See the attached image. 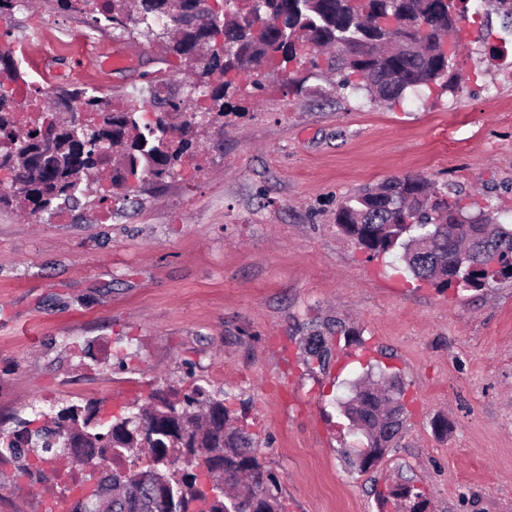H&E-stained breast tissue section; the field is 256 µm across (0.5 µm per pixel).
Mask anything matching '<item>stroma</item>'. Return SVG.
I'll list each match as a JSON object with an SVG mask.
<instances>
[{
    "label": "stroma",
    "instance_id": "35a3bbf8",
    "mask_svg": "<svg viewBox=\"0 0 512 512\" xmlns=\"http://www.w3.org/2000/svg\"><path fill=\"white\" fill-rule=\"evenodd\" d=\"M58 26L86 13L22 0L0 44L50 51ZM480 42L439 98L373 104L326 68L272 72L229 99L224 132L200 139L174 178L102 213L36 218L0 208V429L69 405H142L161 390L203 387L224 399L282 485L286 512H394L409 481L426 512H512V279L442 292L392 258L369 259L336 227L360 188L422 175L512 222V30L482 5ZM131 71L106 93L142 100L148 78L179 62L157 43L128 41ZM341 317L362 342L334 344L328 368H307L298 341L311 320ZM398 373L400 438L369 471L344 449L363 444L336 400L361 360ZM448 420L447 432L435 427ZM61 462L35 480L0 460V512H50L79 484Z\"/></svg>",
    "mask_w": 512,
    "mask_h": 512
}]
</instances>
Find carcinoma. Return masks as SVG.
<instances>
[{
  "label": "carcinoma",
  "mask_w": 512,
  "mask_h": 512,
  "mask_svg": "<svg viewBox=\"0 0 512 512\" xmlns=\"http://www.w3.org/2000/svg\"><path fill=\"white\" fill-rule=\"evenodd\" d=\"M224 8H201V0H104L91 12V25L119 34H138L165 44L167 53L183 63L197 82L185 95L155 93L150 121L109 97L107 108L96 88L56 93L50 110L20 100L16 90L0 81V172L9 176L0 190V205L52 218L80 205L87 197L86 180L95 170H112V190L87 201L130 202L133 187L149 175L161 182L173 177L181 158L192 147L191 130L199 122H219L226 113L224 98L241 77L253 88L264 87L265 69L285 70L307 60L319 67L327 47L336 53L327 68L339 76L338 87L372 99L395 103L407 93L426 88L444 93L453 87L449 74L454 58L444 41L461 47L468 36L466 0H216ZM0 71L13 82L23 80L14 50L0 47ZM85 112L99 122L78 125L57 117ZM30 113L27 132L14 129L18 114ZM340 230L357 238L369 258L394 255L412 277L439 290H481L501 279H512V226L489 213H467L462 199L449 195L421 176L387 179L345 199L336 212ZM498 252L500 267H481L480 249ZM351 330L339 318L311 321L300 341L303 363L322 369L333 356V336ZM404 394L395 382L391 392L368 381L351 386L341 403L350 427L368 437L365 448L343 451L356 470L371 468L400 435L403 422H388L389 394ZM133 421L123 412L105 432L98 425L97 406L59 409L52 426L21 428L0 434V459L21 456L23 448L37 459L35 471L59 458L83 462L77 449H101L114 457L147 449L148 463L138 469L114 468L98 485L110 490L104 512H284L281 483L260 462L251 435L233 426L224 400L201 387L183 395L170 389ZM153 430L142 442L139 423ZM209 470H219L234 492L231 499L210 498L198 488L197 475L186 465L188 455Z\"/></svg>",
  "instance_id": "obj_1"
}]
</instances>
